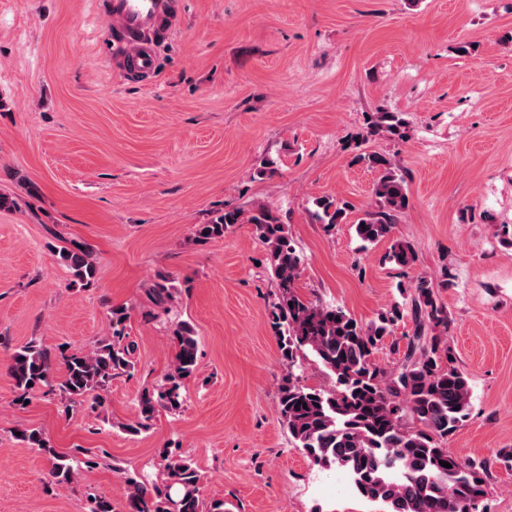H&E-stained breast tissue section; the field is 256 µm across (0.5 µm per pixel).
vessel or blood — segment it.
Returning a JSON list of instances; mask_svg holds the SVG:
<instances>
[{"label": "vessel or blood", "instance_id": "1", "mask_svg": "<svg viewBox=\"0 0 512 512\" xmlns=\"http://www.w3.org/2000/svg\"><path fill=\"white\" fill-rule=\"evenodd\" d=\"M173 0H110L108 18L123 43L124 57L136 72L153 67L154 48L145 41L172 11Z\"/></svg>", "mask_w": 512, "mask_h": 512}]
</instances>
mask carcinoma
<instances>
[{"label": "carcinoma", "mask_w": 512, "mask_h": 512, "mask_svg": "<svg viewBox=\"0 0 512 512\" xmlns=\"http://www.w3.org/2000/svg\"><path fill=\"white\" fill-rule=\"evenodd\" d=\"M407 121L398 112H376L366 118V134L385 132L405 137ZM352 163L378 172L374 195L378 209L367 211L355 223V233L365 244L389 242L387 259L400 268L416 261L413 244L395 235L396 224L409 207L405 174L383 154L359 150ZM311 217L330 231L346 219L347 207L336 199L319 197ZM252 224L267 251L275 283L268 302L271 326L287 373L279 387L278 413L295 446L313 464L344 470L356 495L381 503L386 512H485L489 463L451 454L445 443L471 416L468 377L454 366L448 345V310L439 289L448 280L421 277L401 288L402 301L394 302L370 322L357 320L340 305L306 299L297 282L304 263L300 252L275 210L266 205L231 208L217 213L196 229L200 241L222 238L238 224ZM59 258L75 281L94 284L98 267L91 248L70 241ZM154 304L169 311L179 289L161 275L150 290ZM409 318L412 339L398 368L387 371L374 354L395 327ZM127 314L112 309V336L87 353L61 345L57 357L62 376L54 375L50 352L35 341L15 350L9 374L16 401L23 404L37 388L54 395L63 412L88 396L102 405L101 392L112 378L132 375V347L125 342ZM174 355L163 381L144 389L137 398L134 420L121 424L130 434L146 432L156 414L179 411L185 382L198 367V336L183 321L170 336ZM313 361L332 380L329 389L300 382L297 370ZM18 440L51 456L48 484H72L80 470L97 465L91 452L77 448L60 454L39 429L20 431ZM164 470L151 476L124 472L127 488L125 512H224V501L206 503L201 498V474L194 461L167 447L162 450ZM447 462L446 468L440 462Z\"/></svg>", "instance_id": "cac0c4a2"}]
</instances>
